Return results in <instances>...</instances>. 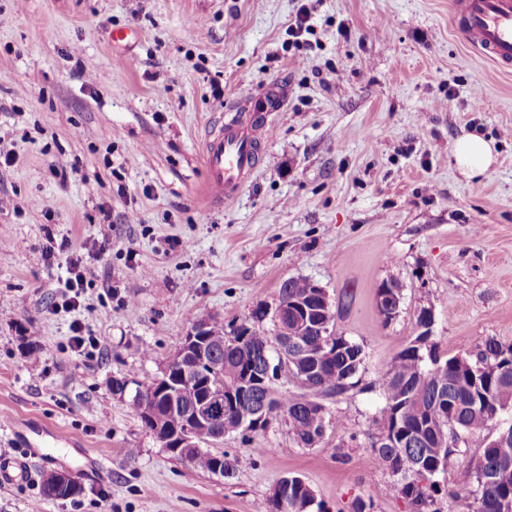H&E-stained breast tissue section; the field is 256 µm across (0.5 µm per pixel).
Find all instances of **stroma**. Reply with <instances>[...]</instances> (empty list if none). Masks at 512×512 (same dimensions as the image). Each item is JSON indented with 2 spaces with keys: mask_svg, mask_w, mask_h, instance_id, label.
Segmentation results:
<instances>
[{
  "mask_svg": "<svg viewBox=\"0 0 512 512\" xmlns=\"http://www.w3.org/2000/svg\"><path fill=\"white\" fill-rule=\"evenodd\" d=\"M452 0H0V512H267L296 474L325 512H412L370 468L384 397L371 383L436 312L446 357L487 340L512 345V70L460 39ZM307 5L310 45L288 43ZM136 31L133 49L111 32ZM288 87L261 131L237 197L204 200L206 136L270 82ZM494 141L495 164L466 178L455 141ZM112 226L105 250L98 225ZM83 259L78 310L55 312L71 255ZM305 277L335 302V330L362 349L360 388L328 400L313 446L281 418L213 446L225 477L176 459L112 382L151 383L204 314L273 333L281 282ZM396 280L383 323L375 288ZM80 321L97 340L69 347ZM43 352L32 367L28 344ZM357 443H349L350 434ZM479 448L437 480L469 512ZM83 491L43 495L47 474Z\"/></svg>",
  "mask_w": 512,
  "mask_h": 512,
  "instance_id": "obj_1",
  "label": "stroma"
}]
</instances>
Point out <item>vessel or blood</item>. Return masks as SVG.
I'll return each mask as SVG.
<instances>
[{
    "label": "vessel or blood",
    "instance_id": "1",
    "mask_svg": "<svg viewBox=\"0 0 512 512\" xmlns=\"http://www.w3.org/2000/svg\"><path fill=\"white\" fill-rule=\"evenodd\" d=\"M453 10L465 43L498 67H512V0H454ZM287 99L284 84L270 83L248 114L235 115L223 129L207 136L204 164L210 204L221 205L238 195L256 167L260 130L269 113L281 111Z\"/></svg>",
    "mask_w": 512,
    "mask_h": 512
}]
</instances>
